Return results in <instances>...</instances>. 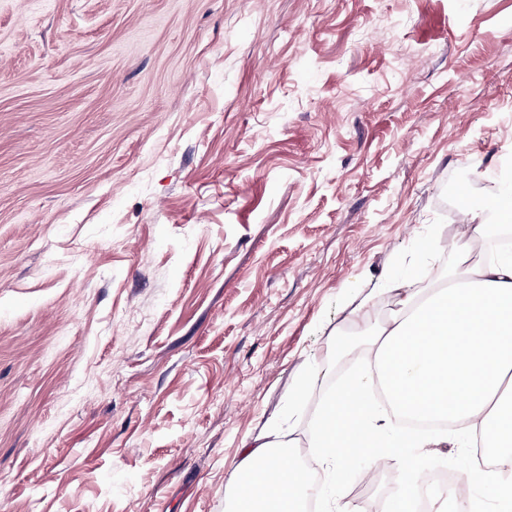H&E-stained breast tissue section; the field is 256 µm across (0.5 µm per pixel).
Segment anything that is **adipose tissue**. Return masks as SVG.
Here are the masks:
<instances>
[{
  "instance_id": "1",
  "label": "adipose tissue",
  "mask_w": 512,
  "mask_h": 512,
  "mask_svg": "<svg viewBox=\"0 0 512 512\" xmlns=\"http://www.w3.org/2000/svg\"><path fill=\"white\" fill-rule=\"evenodd\" d=\"M512 222V183L502 184L452 242L454 268L445 288L428 292L408 279L385 277L380 291L393 308L379 318L373 295L345 309L342 325L364 336L369 372L322 396L314 419L323 464L340 470L352 454L367 455L381 442L385 456L407 475L392 512H409L422 473L412 448L453 443L496 450L487 496L496 512H512V252L476 255L475 243L492 228ZM449 422L442 431L408 433L399 414ZM288 444L265 430L241 444L230 475L228 512H301L310 490L303 466L285 469Z\"/></svg>"
}]
</instances>
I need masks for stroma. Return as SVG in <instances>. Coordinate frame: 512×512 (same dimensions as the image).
Returning a JSON list of instances; mask_svg holds the SVG:
<instances>
[{"mask_svg": "<svg viewBox=\"0 0 512 512\" xmlns=\"http://www.w3.org/2000/svg\"><path fill=\"white\" fill-rule=\"evenodd\" d=\"M511 177L512 0H0V512H226L280 426L314 500L388 512L404 473L317 466L291 389Z\"/></svg>", "mask_w": 512, "mask_h": 512, "instance_id": "stroma-1", "label": "stroma"}]
</instances>
